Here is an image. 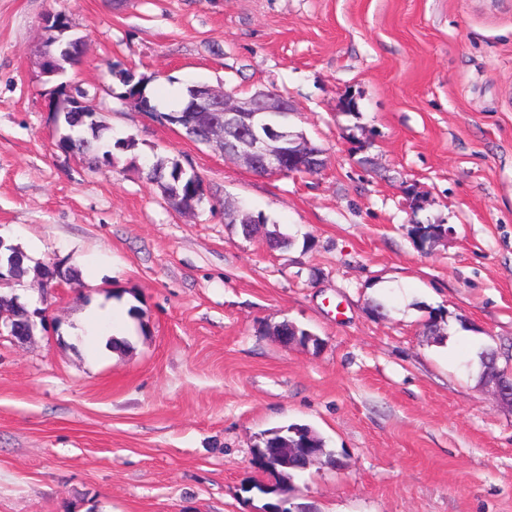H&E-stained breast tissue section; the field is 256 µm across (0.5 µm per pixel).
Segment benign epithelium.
Returning <instances> with one entry per match:
<instances>
[{
	"instance_id": "7a95c632",
	"label": "benign epithelium",
	"mask_w": 512,
	"mask_h": 512,
	"mask_svg": "<svg viewBox=\"0 0 512 512\" xmlns=\"http://www.w3.org/2000/svg\"><path fill=\"white\" fill-rule=\"evenodd\" d=\"M192 110L201 113V127L205 144L220 152L226 159L241 164L260 176H297L319 172L325 165L322 154L305 146L293 145L294 133L289 130L288 114L295 111L285 96L269 91H256L241 96L238 91L202 86L198 89ZM62 263L53 261L40 266L35 278L52 290L63 283ZM19 310L0 308V337L22 342L29 338L37 325L45 324L46 312L26 313L27 324L17 325ZM484 387L494 395L512 404V370L491 365ZM301 460L307 469L322 461L320 450L307 446L292 448L278 444L270 461L288 463Z\"/></svg>"
}]
</instances>
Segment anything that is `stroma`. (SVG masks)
Listing matches in <instances>:
<instances>
[{
    "instance_id": "1",
    "label": "stroma",
    "mask_w": 512,
    "mask_h": 512,
    "mask_svg": "<svg viewBox=\"0 0 512 512\" xmlns=\"http://www.w3.org/2000/svg\"><path fill=\"white\" fill-rule=\"evenodd\" d=\"M56 13L84 54L52 76ZM120 70L155 96L285 95L327 165L256 176L124 99ZM63 82L134 154L94 171L57 148ZM134 155L178 159L202 205L171 208ZM228 196L290 246L227 223ZM0 233L76 276L15 287L50 324L0 339V512H264L254 447L291 423L341 464L296 475L289 506L512 512V407L471 358L512 357V0H0ZM93 302L127 351L75 335ZM285 320L320 348L274 341Z\"/></svg>"
}]
</instances>
